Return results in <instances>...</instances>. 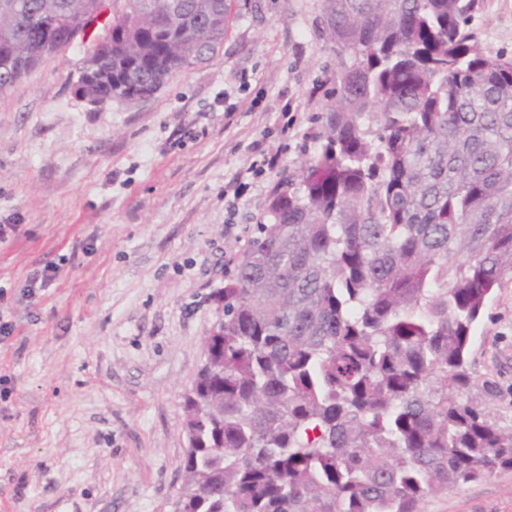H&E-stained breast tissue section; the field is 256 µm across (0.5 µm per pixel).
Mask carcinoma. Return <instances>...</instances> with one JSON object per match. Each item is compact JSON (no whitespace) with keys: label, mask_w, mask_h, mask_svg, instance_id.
Instances as JSON below:
<instances>
[{"label":"carcinoma","mask_w":512,"mask_h":512,"mask_svg":"<svg viewBox=\"0 0 512 512\" xmlns=\"http://www.w3.org/2000/svg\"><path fill=\"white\" fill-rule=\"evenodd\" d=\"M322 144L283 173L217 290L184 396L179 512H421L512 469V428L463 398L473 329L512 274V58L480 0H324ZM0 0V92L52 48L111 36L91 87L152 97L215 58L231 0ZM469 28L486 55H512V0H481Z\"/></svg>","instance_id":"cac0c4a2"}]
</instances>
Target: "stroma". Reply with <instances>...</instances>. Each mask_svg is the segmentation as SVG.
<instances>
[{
    "label": "stroma",
    "mask_w": 512,
    "mask_h": 512,
    "mask_svg": "<svg viewBox=\"0 0 512 512\" xmlns=\"http://www.w3.org/2000/svg\"><path fill=\"white\" fill-rule=\"evenodd\" d=\"M323 21V0H232L218 56L151 98L80 99V38L0 93V225L19 227L0 239V512H174L213 294L281 170L320 145L339 64ZM469 28L512 55V0H481ZM469 361L471 397L511 426L512 276ZM422 512H512V470Z\"/></svg>",
    "instance_id": "1"
}]
</instances>
